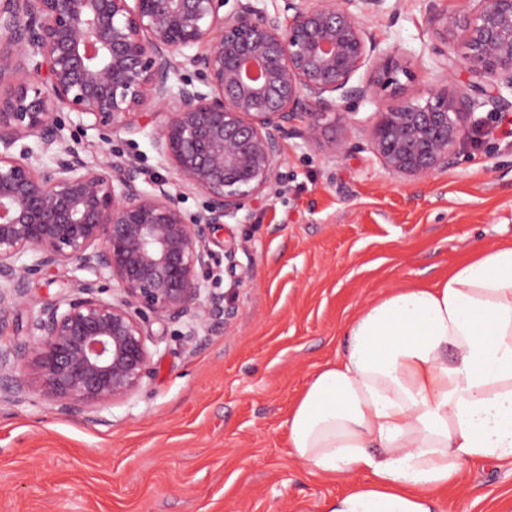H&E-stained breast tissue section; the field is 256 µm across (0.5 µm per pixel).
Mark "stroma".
<instances>
[{
	"label": "stroma",
	"instance_id": "stroma-1",
	"mask_svg": "<svg viewBox=\"0 0 512 512\" xmlns=\"http://www.w3.org/2000/svg\"><path fill=\"white\" fill-rule=\"evenodd\" d=\"M374 29L410 57L408 93L438 86L429 0H401ZM476 115L479 141L421 181L367 147L331 159L287 139L278 193L211 233L216 257L232 245L251 268L250 285L225 269L212 282L237 317L191 338L169 324L150 377L97 421L36 393L0 405V512H323L349 484L304 470L286 419L344 354L346 321L389 289L435 283L477 244L512 242V110ZM84 276L68 265L31 281L8 341ZM438 498L437 512H512V469L468 465Z\"/></svg>",
	"mask_w": 512,
	"mask_h": 512
}]
</instances>
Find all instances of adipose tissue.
I'll use <instances>...</instances> for the list:
<instances>
[{"label":"adipose tissue","instance_id":"obj_1","mask_svg":"<svg viewBox=\"0 0 512 512\" xmlns=\"http://www.w3.org/2000/svg\"><path fill=\"white\" fill-rule=\"evenodd\" d=\"M344 337L287 419L308 473L351 482L325 512H436L465 465L512 466V243L391 289Z\"/></svg>","mask_w":512,"mask_h":512}]
</instances>
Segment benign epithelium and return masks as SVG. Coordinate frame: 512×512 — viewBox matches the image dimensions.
<instances>
[{"instance_id": "benign-epithelium-1", "label": "benign epithelium", "mask_w": 512, "mask_h": 512, "mask_svg": "<svg viewBox=\"0 0 512 512\" xmlns=\"http://www.w3.org/2000/svg\"><path fill=\"white\" fill-rule=\"evenodd\" d=\"M233 7L226 11L229 2ZM0 0V337L30 302L29 284L70 264L90 277L39 308L22 342L0 345V404L39 393L67 416L135 394L153 372L151 347L167 326L210 331L237 313L214 277L211 229L277 193L284 141L332 159L359 147L336 136L344 111L372 86L395 105L361 129L391 175L419 180L448 169L480 120L512 109V0H431L442 85L405 95L406 54L381 47L369 19L386 0ZM461 37L458 61L448 42ZM469 89H448L457 67ZM371 79L353 82L361 70ZM191 76L173 83L180 71ZM133 145L154 124V147L175 177L143 188L133 156L87 162L61 135L56 113ZM28 137L52 155L46 165ZM206 197L186 214V192ZM224 263L250 283L237 250ZM117 284L102 297L100 282ZM157 323L159 333L150 329Z\"/></svg>"}]
</instances>
